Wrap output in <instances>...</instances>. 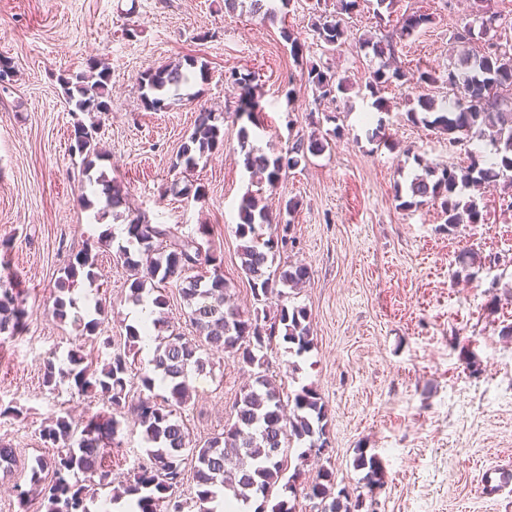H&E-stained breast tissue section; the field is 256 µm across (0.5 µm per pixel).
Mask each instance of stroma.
Listing matches in <instances>:
<instances>
[{"label":"stroma","instance_id":"1","mask_svg":"<svg viewBox=\"0 0 512 512\" xmlns=\"http://www.w3.org/2000/svg\"><path fill=\"white\" fill-rule=\"evenodd\" d=\"M316 0H290L285 26L303 48L295 61L280 28L249 10L225 12L223 0H0V57L15 67L12 84L0 87V240L11 239L10 266L20 276L29 313L22 334L0 333V405L21 407L20 417L0 418V443L16 462L0 470V512H22L18 493L30 489L36 459L54 448L40 437L58 416L75 424L102 408L78 396L71 381L55 391L42 386L47 361L67 366L76 350L85 364L102 367L111 352L81 334L95 302L112 305L108 334L122 343L135 304L128 274L115 253L122 220L103 214L104 196H92L81 156L69 149L73 126L99 123L103 150L95 172L117 179L131 207L154 224L211 228L224 260V277L242 310L253 303L240 269L232 206L250 185L238 140L247 127L252 146L265 153L287 148L297 134H329L330 146L307 164L287 171L277 188L262 187L269 208L282 197L299 205L291 215L298 243L282 265L306 264L310 278L295 294L308 309L312 350L290 352L280 342L269 354L285 391L317 388L328 408L327 450L289 465L309 477L334 470L336 483L363 493L374 512H512V490L485 498L480 469L512 462V194L487 190L483 223L449 229L439 207H401L396 183L418 163L459 167L467 145L449 146L446 135L408 121L418 93L448 97L446 84L415 88L391 84L381 97L365 88L379 61L370 49L346 41L322 53L313 36ZM469 0H397L388 21L375 15L376 0H360L349 20L358 33L391 34L404 15L431 16L430 24L399 47L394 65L413 73H447L456 61L450 30ZM138 29L136 38L127 29ZM194 56L208 64L207 80L182 87L170 108L146 110L138 76L149 67ZM98 59L111 71L112 110L82 112L68 103L61 78ZM329 67L350 89L336 110L315 105L305 66ZM232 70L256 75L262 111L257 124L235 116L238 91L224 80ZM293 98H286V91ZM223 113L224 149L194 171L175 169L176 154L201 108ZM335 121H328V113ZM383 128L388 145L372 141ZM204 186V201L192 189ZM92 196L85 208L83 196ZM98 255V278L78 282L66 319L51 313L55 282L69 257L83 247ZM477 261L464 273L463 247ZM247 376L231 359L215 360L193 380L183 409L193 439L223 432ZM121 447L106 464L121 481L146 443L133 417L122 421ZM381 458L383 486L366 489L354 466L358 450Z\"/></svg>","mask_w":512,"mask_h":512}]
</instances>
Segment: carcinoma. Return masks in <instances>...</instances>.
<instances>
[{"mask_svg":"<svg viewBox=\"0 0 512 512\" xmlns=\"http://www.w3.org/2000/svg\"><path fill=\"white\" fill-rule=\"evenodd\" d=\"M487 0H471L468 21L458 24L451 43L458 53L456 66L448 70L445 82L452 97L446 111H437L434 99L425 94L416 98L407 117L414 123L432 126L448 135L452 146L473 137L489 139L495 156L486 159L472 154L469 164L461 168L424 167L405 186H397L396 197L407 194L410 207L430 201L446 216L448 229L461 224H478L482 214L475 200L466 198L461 190L473 184L501 186L512 189V45L500 42L497 36V15L488 9ZM358 6V0H336L334 11H322L314 23L316 42L325 51L353 36L344 16ZM431 22L427 14H408L402 18L398 38L362 35L359 43L369 47L381 64L373 70L365 88L375 95L405 77L398 69H390L384 58L397 52L400 41L412 36L421 26ZM205 62L187 58L182 63L149 67L139 78L144 106L152 111L169 107V100L181 86L195 77L207 78ZM109 67L92 59L88 72H78L62 80L64 92L75 101L80 111L104 113L112 110L108 91ZM254 73L233 71L228 76L232 87L240 91L236 114L253 118L258 101L253 99ZM306 83L314 101H335L337 93L347 90L346 81L336 78L328 69L313 64L307 69ZM98 126L81 122L74 125L70 150L84 156L87 168L93 167L97 149ZM241 148L245 149L243 164L248 172L260 174L270 187H275L282 174L308 161L328 148L329 142L315 133L298 134L291 146L280 153L267 155L246 148L247 128L239 129ZM224 149V132L215 113L200 109L193 130L181 145L175 166L191 171L199 161ZM96 184L102 186L107 207L115 210L126 204V193L119 183L101 175ZM298 201H281L274 212L253 191H247L238 207L239 223L235 235L240 241L241 270L252 284L253 311L240 313L230 288L224 279L223 262L212 248L209 227L200 225L197 234L184 231L181 224H152L143 213L129 209L125 216L126 244L118 247L116 259L130 272L129 298L140 303L146 283L161 290L167 285L179 288L186 302V319L195 330L187 336L174 329L162 318L153 319V328L160 331L151 368L138 367L130 359L131 351L142 340L139 331L126 327L124 347L116 349L101 370L82 366V356L76 351L68 355L70 368L55 369L47 363L43 386L52 391L62 381L73 380L78 394L95 395L106 411L89 417L82 430L73 428L71 418L59 417L55 425L42 430V440L57 448L51 462L36 461L31 484L39 488L40 506L44 512H87L84 500L88 486L80 483L79 475L94 486L108 485L110 473L102 466L104 452L120 447V418L131 414L143 428L148 444L145 456L137 459L124 484L113 489L112 499L127 497L135 503L137 512H183L177 493L183 486L185 464L192 466L193 499L199 512H210L207 504L224 489V495L238 501L261 499L255 512H296L298 496L321 501V512H362L361 496L351 497L346 488H337L336 474L320 467L315 477L301 482L300 471L285 476V444L297 441L306 445L301 456L325 447L328 413L317 389L304 385L294 396L283 399V389L270 374L268 351L281 340L296 346L300 356L314 347L310 315L304 306L287 305L284 289L296 288L310 278L304 265L275 266L277 254L294 243L292 228L284 219L295 212ZM269 229L268 237L262 230ZM97 255L85 247L77 252L63 269L55 288L52 313L62 320L73 299L66 296L82 277L93 283L97 279ZM277 297L280 304L270 311L269 300ZM97 317L84 323L82 335L101 334L108 319L105 308L95 307ZM27 311L15 288L0 287V333L8 330L20 333L26 326ZM167 335H162V332ZM228 356L249 369L250 382L240 389L233 406L234 421L224 432L202 443L192 440L180 409L191 398L190 380L206 370L214 358ZM166 382L164 393L152 400L134 402L129 399L128 385L137 380L147 390L154 388L155 376ZM80 437H75V433ZM355 467L366 470L367 485L384 484V469L375 455L359 449ZM51 467L53 479L41 486V473ZM284 494L274 498L275 487Z\"/></svg>","mask_w":512,"mask_h":512,"instance_id":"1","label":"carcinoma"}]
</instances>
